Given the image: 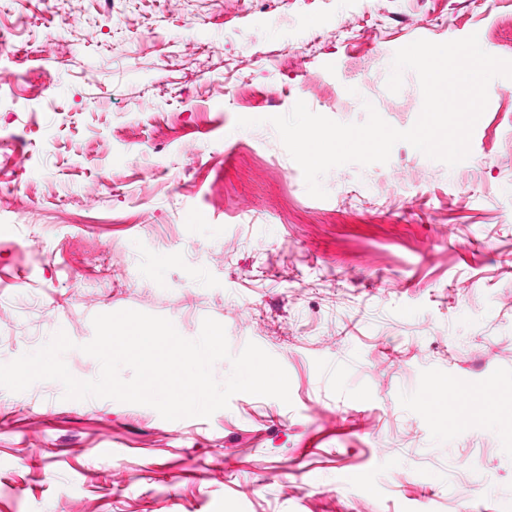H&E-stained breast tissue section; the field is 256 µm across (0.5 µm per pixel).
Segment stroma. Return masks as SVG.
I'll return each instance as SVG.
<instances>
[{"mask_svg": "<svg viewBox=\"0 0 512 512\" xmlns=\"http://www.w3.org/2000/svg\"><path fill=\"white\" fill-rule=\"evenodd\" d=\"M512 0H0V363L133 309L224 325L288 374L211 417L0 388V512H512V434L427 406L494 386L512 413V79L455 167L405 142L311 197L266 119L296 101L399 130L396 50L477 34L512 60ZM382 19L380 36L363 31ZM255 118L240 128L237 118ZM493 399L492 395L486 393L482 388L460 389L448 384V387H431L425 394V404L430 405L438 400L448 405V409L470 405L473 408H481L489 404Z\"/></svg>", "mask_w": 512, "mask_h": 512, "instance_id": "stroma-1", "label": "stroma"}]
</instances>
